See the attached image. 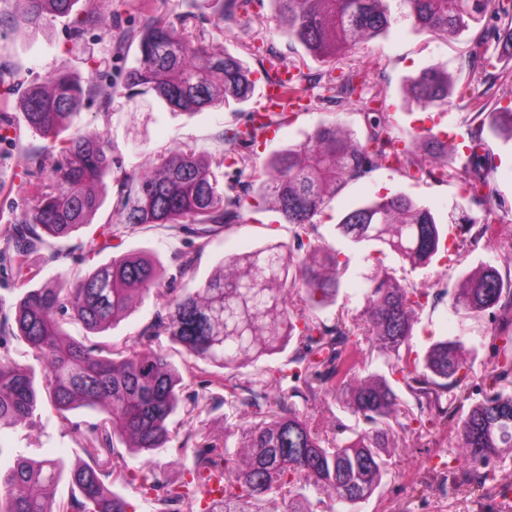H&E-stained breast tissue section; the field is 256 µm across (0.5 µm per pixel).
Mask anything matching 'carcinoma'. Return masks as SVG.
Listing matches in <instances>:
<instances>
[{"instance_id":"obj_1","label":"carcinoma","mask_w":512,"mask_h":512,"mask_svg":"<svg viewBox=\"0 0 512 512\" xmlns=\"http://www.w3.org/2000/svg\"><path fill=\"white\" fill-rule=\"evenodd\" d=\"M79 0H25L19 21L38 31L68 17ZM262 0H222L220 19L246 14ZM277 31L313 58L338 71L335 76L305 73L288 65L285 92L302 95L314 85L323 98L361 106L359 134L322 121L294 145L273 152L253 168L249 180L224 187V165L243 172L252 157L238 151L258 141L273 125L291 121L293 112L250 114L244 127L224 130L226 148L205 154L186 146L159 151L147 168L119 164L118 145L106 134L74 128L88 89L68 71L26 88L18 100L28 132L46 141L26 156L49 173V182L27 192L18 227L3 256L14 263L23 291L10 310L0 309V430L26 425L44 390L57 417L91 410L101 415L83 433L86 460L33 459L17 455L0 467V512H130L115 484L139 487L151 512H263L264 498L288 487L287 512H307L306 489L335 496L337 512L369 500L387 473L384 459L388 421L399 395L392 383L413 398L408 416L420 433L437 422L456 424L470 466L463 481L480 488L496 486V463L512 452V334L499 329L473 339L456 336L431 344L424 356L413 349L414 312L437 300L434 285H404L393 268L367 280L360 313L340 312L332 324L322 313L336 304L347 260L342 251L315 238L329 197L345 184L385 165L402 176L461 181L466 200L485 206L481 224H467L458 246L478 244L497 222L490 204L498 195L495 154L485 130L512 141V90L493 106L476 103L478 124L469 127L467 155L459 165L448 159V144L422 134L403 146L390 135L392 117L383 90L366 92L359 73L347 63L356 46L386 34L394 23L389 0H269ZM406 17L417 31L460 34L475 30L473 47L461 69L494 87L503 79L494 63L498 49L512 50V0H403ZM138 57L125 74L124 95L149 96L150 103L188 115L231 105L242 106L255 89L254 72L240 58L216 47L184 25L149 16L135 33ZM456 80L429 68L410 79L407 92L424 106H445ZM112 177L116 186L112 217L104 225L107 240L144 224H190L198 238L211 240L224 226L243 219L258 197H271L282 220L291 225L299 252L270 242L252 252L225 256L224 273L194 288L161 287L160 270L149 256L124 253L91 272L67 273L39 288H27L36 273L33 254L44 264L62 257L60 240L89 224L101 206L94 185ZM346 244L375 257L389 255L400 270L429 267L447 249L439 215L409 195L396 192L365 199L336 224ZM153 295L158 311L139 335L142 348L87 344L68 335L79 323L100 333L114 324L135 299ZM456 314L506 316L512 313V287L498 268L483 263L466 278V287L449 299ZM167 337L181 351L218 370H236L246 362L297 345L288 371L258 372L230 401L260 409L273 403L271 421L251 428L235 426L227 438L243 442L239 451L201 445L191 463L173 476L129 466L119 447L152 452L172 440L170 426L184 392L183 378L169 351L152 342ZM375 340L381 365L364 380L357 372L364 343ZM14 340L25 342L42 365V387L35 371L11 354ZM484 354L490 367L476 373L461 352ZM277 390L273 398L267 389ZM344 399L362 429H351L324 446L313 420L294 398H316V390ZM220 478L221 495L201 508L199 487ZM71 493L56 498L62 481Z\"/></svg>"}]
</instances>
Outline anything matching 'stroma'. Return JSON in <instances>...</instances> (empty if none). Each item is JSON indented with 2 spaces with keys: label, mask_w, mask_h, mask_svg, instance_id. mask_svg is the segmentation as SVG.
<instances>
[{
  "label": "stroma",
  "mask_w": 512,
  "mask_h": 512,
  "mask_svg": "<svg viewBox=\"0 0 512 512\" xmlns=\"http://www.w3.org/2000/svg\"><path fill=\"white\" fill-rule=\"evenodd\" d=\"M389 8L395 22L388 34L357 46L350 61L360 67L369 84L384 89L394 115L393 136L411 140L417 136L420 124L429 123L434 134L447 141L449 155L463 159L473 108L463 106L458 100L444 108H422L407 100L404 82L427 68L458 72L463 55L471 47L470 35L465 32L442 37L417 32L405 18L401 0H389ZM19 10L18 0H0V17L7 20L6 25L0 26V44L9 46L8 54L0 58V63L12 69L14 85L11 93L0 96V115L7 117L12 125H21L16 102L24 89L59 70H67L88 83L89 95L76 119L77 126L85 133H107L116 141L128 165H148L155 150L174 149L184 143L204 152L217 151L224 130L246 120L245 114L221 107L195 115L174 114L149 105L145 98L130 99L113 92V85L121 83L135 59L134 33L146 16L173 20L178 15L191 14L193 27L216 33L224 51L243 59L258 80L262 79L266 58L272 52L283 61L302 64L304 71L322 73L326 70L325 64L307 57L300 45L278 36L274 16L267 7L255 16L223 21L219 18V0H79L73 18L54 20L36 34L12 24L11 19ZM77 19L85 23L83 40L78 44L70 38V28ZM107 29L112 32L108 39L103 36ZM325 120L347 126L357 122L358 117L353 106L330 105L319 97H312L309 111L292 122L272 127L260 144L253 146L256 161L264 162L272 152L300 142L306 132ZM41 144V138L29 134L18 142L0 138V248L7 242L11 225L21 218L19 186L32 191L45 179L37 168L18 167L16 156L21 151L34 152ZM489 145L498 163L494 175L499 194L497 232L505 235L512 232V143L493 138ZM394 192L406 193L444 217L459 199L456 182L409 180L384 167L345 185L330 200L320 224L311 232L312 237L344 250L348 258L338 305L352 310L361 308L367 278L379 273L381 267H393L395 261L389 258L379 263L363 252L347 248L336 232L337 219L362 200ZM97 193L103 201L101 208L92 223L81 226L62 241L64 258L46 265L40 256L31 257L32 266L39 271L35 285H42L60 273L85 274L111 260L113 249L101 246L102 226L112 216L115 190L111 180H104ZM292 241L290 225L280 219L271 200L266 198L249 209L242 223L225 227L210 243H203L178 224H146L130 230L122 239L121 249L153 254L161 265L163 287L181 289L210 278L223 256L243 254L267 242L289 244ZM183 252L195 253L197 258L189 277L180 273L179 255ZM495 258L493 247L482 242L476 248L435 261L428 269L412 273L411 279L453 291L461 287L466 271ZM155 313L154 300L148 297L133 304L113 328L104 332L91 333L77 324L69 326L68 331L71 336L90 344L116 342L133 347ZM498 324V319L488 315L455 314L443 300L418 312L412 344L422 352L435 340L454 336L476 338L486 335ZM175 361L186 388L181 410L171 427L173 444L147 457L125 452L130 465L174 472L176 448L191 430L213 444L224 443V387L211 382L203 362L184 354L176 355ZM81 441V432L62 423L47 405L36 412L31 424L0 431V446L37 459L60 457L69 462L78 461L83 457ZM389 441L387 483L355 512H512V498L503 500L497 492L476 490L458 483L447 471L429 468L433 457L449 449L455 451L458 460H465V451L460 448L453 427L422 435L396 425L389 434Z\"/></svg>",
  "instance_id": "obj_1"
}]
</instances>
